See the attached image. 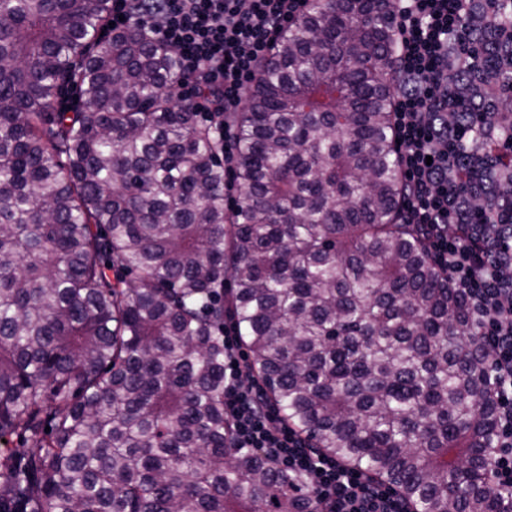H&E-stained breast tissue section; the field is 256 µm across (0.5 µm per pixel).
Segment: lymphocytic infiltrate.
Returning a JSON list of instances; mask_svg holds the SVG:
<instances>
[{
    "label": "lymphocytic infiltrate",
    "instance_id": "1",
    "mask_svg": "<svg viewBox=\"0 0 512 512\" xmlns=\"http://www.w3.org/2000/svg\"><path fill=\"white\" fill-rule=\"evenodd\" d=\"M116 29L136 26L175 54L177 93L201 113L225 166L237 157L231 120L278 36L299 21L307 0H109ZM395 75L393 126L403 183L401 223L418 228L435 267L461 296L487 353L490 395L499 413L491 483L512 492V226L485 213L467 217L470 189L448 116L462 94L448 61L465 28L483 33L496 18L480 0H390ZM233 323L224 325V414L236 447L260 451L302 473L319 512H410L384 481L318 453L280 420L258 381L242 384L249 362Z\"/></svg>",
    "mask_w": 512,
    "mask_h": 512
}]
</instances>
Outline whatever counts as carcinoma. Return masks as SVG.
I'll return each mask as SVG.
<instances>
[{"instance_id": "carcinoma-1", "label": "carcinoma", "mask_w": 512, "mask_h": 512, "mask_svg": "<svg viewBox=\"0 0 512 512\" xmlns=\"http://www.w3.org/2000/svg\"><path fill=\"white\" fill-rule=\"evenodd\" d=\"M457 42L502 100L466 139L512 212V0ZM106 0H0V512H316L307 479L235 446L232 317L249 371L319 452L413 512H512L488 479L485 349L398 221L388 0H310L220 144L175 98L173 53ZM77 86L55 111L63 81ZM50 431H45V428Z\"/></svg>"}]
</instances>
